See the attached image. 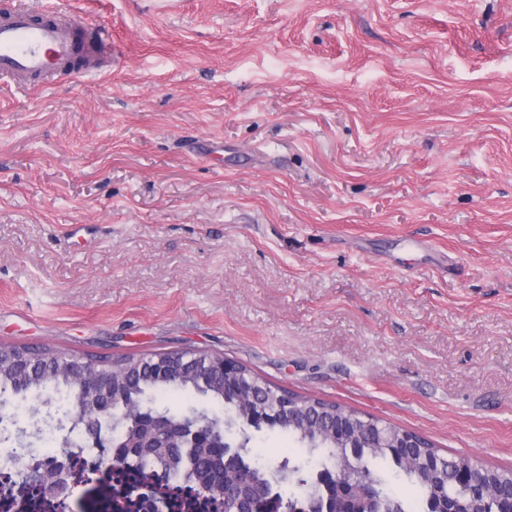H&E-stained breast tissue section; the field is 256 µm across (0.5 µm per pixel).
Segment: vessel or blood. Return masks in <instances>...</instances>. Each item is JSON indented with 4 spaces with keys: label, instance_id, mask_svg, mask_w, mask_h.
Wrapping results in <instances>:
<instances>
[{
    "label": "vessel or blood",
    "instance_id": "1",
    "mask_svg": "<svg viewBox=\"0 0 512 512\" xmlns=\"http://www.w3.org/2000/svg\"><path fill=\"white\" fill-rule=\"evenodd\" d=\"M94 39L111 43V28H94L83 16L61 18L49 8L18 0L10 10L0 12V77L28 89L33 78L50 77L60 69L81 73V62Z\"/></svg>",
    "mask_w": 512,
    "mask_h": 512
}]
</instances>
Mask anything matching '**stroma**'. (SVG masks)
Instances as JSON below:
<instances>
[{"mask_svg": "<svg viewBox=\"0 0 512 512\" xmlns=\"http://www.w3.org/2000/svg\"><path fill=\"white\" fill-rule=\"evenodd\" d=\"M0 79V343L219 353L512 466V0H42ZM17 1L10 10L0 12V77L17 87L45 88L50 81L35 84L31 78H48L59 69L85 75L83 69H87L78 63L88 52L92 34L98 45L112 43L107 26L90 27L77 14L60 19L49 8Z\"/></svg>", "mask_w": 512, "mask_h": 512, "instance_id": "stroma-1", "label": "stroma"}]
</instances>
